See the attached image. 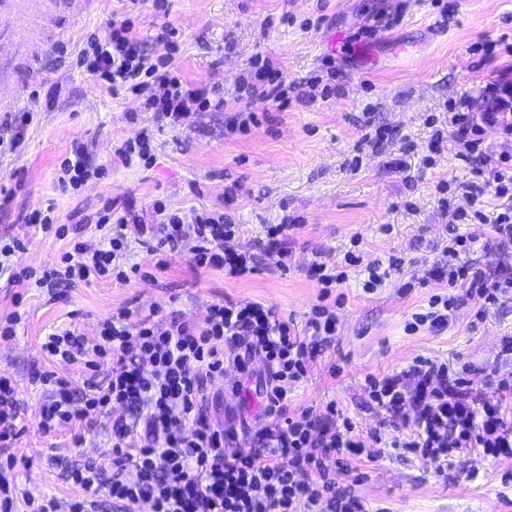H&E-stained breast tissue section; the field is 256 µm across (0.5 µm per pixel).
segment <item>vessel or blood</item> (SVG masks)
<instances>
[{
	"mask_svg": "<svg viewBox=\"0 0 512 512\" xmlns=\"http://www.w3.org/2000/svg\"><path fill=\"white\" fill-rule=\"evenodd\" d=\"M58 0H0V87L15 81L20 64H27L28 83H42L39 61L46 49L45 25Z\"/></svg>",
	"mask_w": 512,
	"mask_h": 512,
	"instance_id": "vessel-or-blood-1",
	"label": "vessel or blood"
}]
</instances>
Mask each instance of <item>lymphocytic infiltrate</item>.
Instances as JSON below:
<instances>
[{
	"mask_svg": "<svg viewBox=\"0 0 512 512\" xmlns=\"http://www.w3.org/2000/svg\"><path fill=\"white\" fill-rule=\"evenodd\" d=\"M174 36L173 30L159 28L151 42L166 44L168 53L154 56L126 19L104 36L80 43L77 64L97 85L143 97L159 126L181 131L194 115L219 110L224 101L211 88L184 78L172 57ZM251 66L249 94L286 99L288 90L272 59L257 57ZM481 97V111L453 113L451 133L435 130L429 143L434 151L448 137L457 144L458 158L470 169L458 189L474 205L478 220L484 217L487 191L503 196L512 189V154L486 144L491 132L512 136V73L502 72L487 83ZM152 209L151 223L134 224L128 215L104 208L97 225L110 227L111 234L100 248L74 242L61 267L44 271L36 286L75 285L112 271L127 281L139 271L135 265L120 268L135 235L153 252L187 250L199 268H220L233 277L254 272L255 256L237 248L239 227L223 211L198 214L188 224L163 202H153ZM463 218L462 212H450L442 253L423 270V280L450 287L449 293L431 296L427 308L414 316L416 325L436 332L452 323L462 298L485 309L512 293V209L499 213L490 226L503 256L493 269L470 259L475 239L459 232ZM344 263L342 271L328 267L321 252H314L308 274L322 291L302 329L262 302L228 297L210 305L206 318L196 323L173 312L134 322L129 311H118L92 344L75 328L53 330L44 350L54 361L83 368L84 390L74 396L55 373L34 372L32 383L47 394L39 429L51 434L64 425L86 423L90 411L115 406L125 414L112 423L111 448L71 470L83 496L37 500L14 473L12 448L23 431L21 405L12 381L1 376L0 512H16L20 504L29 512H101L106 500L113 512H138L143 502L151 504L152 512H366L350 489L336 484L337 471L365 452L350 418L340 417L332 403L320 415L308 409L288 413L289 393L337 334L340 303L331 297L332 285L346 279L347 268L360 265L366 274L363 287L373 292L401 266L394 257L363 264L352 249L345 252ZM256 357L265 367L267 405L250 445L230 454L225 445L237 431L211 422L203 410L204 392L227 368L246 371ZM105 360L110 363L106 369L101 366ZM365 389L376 409L407 431L393 440V447L435 465L437 472H444L454 452L512 459V377L489 373L481 390L448 362L419 356L400 372L367 376Z\"/></svg>",
	"mask_w": 512,
	"mask_h": 512,
	"instance_id": "1",
	"label": "lymphocytic infiltrate"
}]
</instances>
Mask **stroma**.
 <instances>
[{
    "label": "stroma",
    "instance_id": "stroma-1",
    "mask_svg": "<svg viewBox=\"0 0 512 512\" xmlns=\"http://www.w3.org/2000/svg\"><path fill=\"white\" fill-rule=\"evenodd\" d=\"M129 16L144 39L164 24L177 30L176 65L192 83L219 86L223 111L199 113L179 132L162 131L137 97L96 86L82 72L77 46ZM54 28L65 32L67 46L46 51L38 110L20 148L0 157V187L13 192L8 208L0 209V235L24 240L18 267L39 271L58 263L74 236L99 247L96 222L105 206L146 217L157 199L188 221L201 211L223 210L241 226L237 247L259 261L254 273L233 278L220 269L196 268L185 252L161 257L134 242L127 262L140 273L124 282L93 279L51 292L0 282V319L18 318L13 335H0V376L12 380L25 405L15 453L26 458L18 475L33 497L82 496L67 471L110 448L112 419L123 414L117 408L112 417L93 416L77 446L70 427L48 436L39 431L45 396L31 384L32 372H56L73 392L83 390L80 368L45 357L46 334L75 324L95 341L118 310L139 315L157 305L199 322L211 304L227 297L263 301L302 324L320 292L306 272L313 251L336 265L355 235L364 263L395 256L402 266L373 293L362 288L363 272L349 269L335 288L344 298L338 336L291 392L290 410L319 414L332 402L352 417L360 436L376 430L390 441L402 432L368 406L367 375L398 371L418 356L471 367L478 386L492 366L512 375V363L495 361L500 338L512 336V296L486 309L479 321L476 304L465 300L443 332L422 328L411 334L406 325L412 314L448 287L432 280L408 293L401 288L444 244L442 200L471 209L467 196L454 189L469 176L454 143L443 142L434 154L428 143L449 113L468 104L480 109L482 86L512 69L511 55L484 51L512 34V0H165L161 10L154 0H141L134 14L127 0H90L86 16L74 24L59 10ZM336 38L347 48L332 51ZM258 53L279 64L290 86L287 102L239 99L237 89ZM314 80L330 87L329 96L299 102L297 85ZM240 108L258 113L260 125L228 131ZM378 127L389 138L375 149L367 137ZM144 133L154 139L152 165L136 159L122 164L115 149ZM78 145L108 173L66 192L57 181L60 164ZM510 204L512 195H487L486 225L460 227L476 236L473 256L484 264L500 259L487 224ZM47 207L64 236L27 223L31 212ZM287 215L299 218L302 229L284 245L283 271L260 254L265 225ZM249 369L246 375L227 369L209 385L205 410L212 418L231 414L252 422L261 416L260 360ZM336 480L351 487L367 512H512V462L476 454L449 457L439 475L432 464L392 449L374 462L351 461Z\"/></svg>",
    "mask_w": 512,
    "mask_h": 512
}]
</instances>
